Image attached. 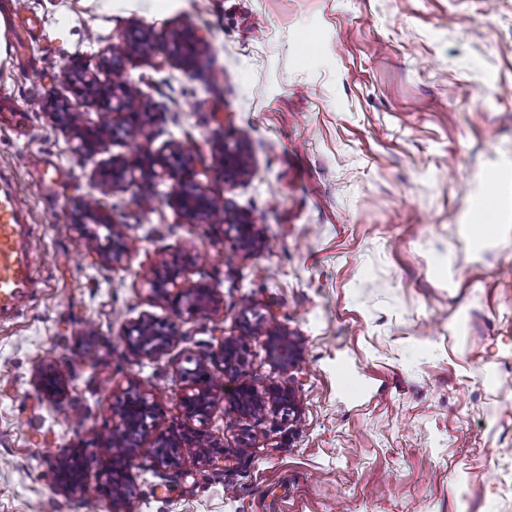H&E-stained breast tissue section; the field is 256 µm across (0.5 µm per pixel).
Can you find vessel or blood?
I'll use <instances>...</instances> for the list:
<instances>
[{
	"mask_svg": "<svg viewBox=\"0 0 512 512\" xmlns=\"http://www.w3.org/2000/svg\"><path fill=\"white\" fill-rule=\"evenodd\" d=\"M32 228L19 190L0 171V320L13 317L33 294L37 282L31 269Z\"/></svg>",
	"mask_w": 512,
	"mask_h": 512,
	"instance_id": "1",
	"label": "vessel or blood"
}]
</instances>
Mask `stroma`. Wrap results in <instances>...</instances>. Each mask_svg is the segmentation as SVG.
I'll list each match as a JSON object with an SVG mask.
<instances>
[{"label": "stroma", "instance_id": "1", "mask_svg": "<svg viewBox=\"0 0 512 512\" xmlns=\"http://www.w3.org/2000/svg\"><path fill=\"white\" fill-rule=\"evenodd\" d=\"M43 27L0 29V94L30 126L0 125L43 256L22 314L0 323V512H109L68 494L54 466L116 423L128 386L184 423L178 373L206 356L218 403L204 426L213 463L184 455L180 476L141 450L134 512H512V216L474 199L512 166V0H22ZM133 26L173 43L201 36L193 66L162 51L126 62L152 102L144 132L77 153L45 110L69 61L101 58ZM179 144L229 209L263 240L240 251L234 227L190 224L161 184L151 208L132 190L101 196L130 252L93 265L72 222L90 176L112 157ZM247 172L224 183L223 146ZM62 173L43 186L47 162ZM497 223L479 255L466 227ZM213 290L212 314L175 320L150 283L167 268ZM178 321L167 354H133L130 323ZM287 334L273 359L245 324ZM243 339L227 373L221 339ZM53 367L63 394L37 386ZM288 392L289 416L250 417L240 383Z\"/></svg>", "mask_w": 512, "mask_h": 512}]
</instances>
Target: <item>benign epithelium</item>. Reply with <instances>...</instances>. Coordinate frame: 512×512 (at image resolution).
Wrapping results in <instances>:
<instances>
[{
  "label": "benign epithelium",
  "instance_id": "obj_1",
  "mask_svg": "<svg viewBox=\"0 0 512 512\" xmlns=\"http://www.w3.org/2000/svg\"><path fill=\"white\" fill-rule=\"evenodd\" d=\"M200 39L186 38L174 47L161 46L158 40L147 32L132 29L125 34L121 43L113 46L112 71L119 75V82L100 79L90 70L86 60L77 55L69 64V71L79 74L78 80L68 84L69 95H54L47 104L52 116L72 125V113L82 106V101L90 95L98 108L112 114V133L131 134L142 127L137 122L138 113L148 112L146 98L138 90L129 76L125 74L124 61L147 56L156 49L164 48L168 60L184 69L191 66L194 53ZM75 137L79 140L77 150L84 155H92L107 147V140L99 128L85 126L77 129ZM222 167L224 182L234 183L237 176L246 173L242 153L223 152ZM169 179L173 181L169 196L177 213L187 222L211 224L219 214L222 221L233 224L238 231L239 247L251 250L261 243L254 231V223L246 214L226 212V206L214 197L198 180L194 170V159L183 150L168 155L140 152L131 157H114L91 177L93 188L101 194L115 190H125L131 186L138 188L158 187ZM82 237L91 245L89 255L102 265H120L128 255L123 243L115 242L119 237L116 225L112 224L110 214L90 196V202L74 217ZM151 292L165 300L178 318H195L212 312L213 290L206 285H185L183 269H169L151 283ZM129 349L147 358L158 357L185 336L178 330L177 324L158 323L152 319L141 318L132 322L124 333ZM221 358L226 369L239 372L244 364V356L239 354L234 343L221 341ZM179 373L188 382V391L180 397L186 425L179 431L159 432L156 426L157 407L149 399L133 388H128L112 404L113 412L119 417L116 429L112 432L111 449L100 448L86 454L76 451L58 462L56 479L60 487L69 493L87 492L82 483L83 471L98 462L102 475L106 476L92 492L91 499L112 501V512H132L131 500L134 496L128 469L139 448L151 443V462L156 469L177 474L181 468L184 452H189L199 461H206L209 449L218 446L217 441L204 433V425L216 405L217 393L210 383L206 358L195 359L194 367L181 368ZM39 387L51 394L63 392L64 384L60 376L52 370L42 372L38 378ZM291 406L288 394L272 390L268 398H263L248 387L239 388L238 410L247 416L263 412L268 408L280 410Z\"/></svg>",
  "mask_w": 512,
  "mask_h": 512
}]
</instances>
